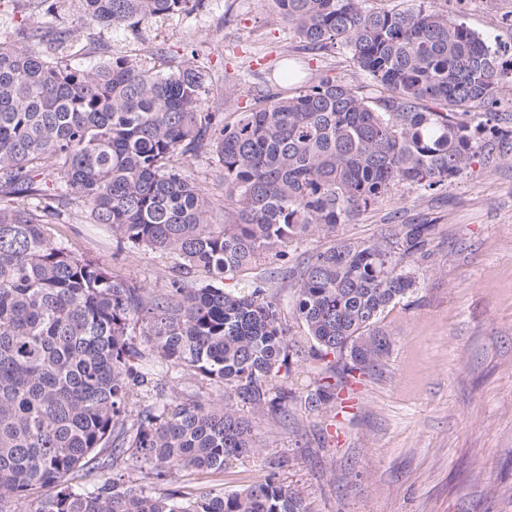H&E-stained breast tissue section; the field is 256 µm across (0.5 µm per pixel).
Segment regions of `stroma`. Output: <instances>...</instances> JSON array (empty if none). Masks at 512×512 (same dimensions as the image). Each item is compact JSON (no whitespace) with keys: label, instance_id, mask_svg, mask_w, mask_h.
Wrapping results in <instances>:
<instances>
[{"label":"stroma","instance_id":"stroma-1","mask_svg":"<svg viewBox=\"0 0 512 512\" xmlns=\"http://www.w3.org/2000/svg\"><path fill=\"white\" fill-rule=\"evenodd\" d=\"M451 16L479 33L512 65V0H448ZM42 0H0V41H14L19 23L50 29ZM79 64L112 54L159 70L197 53L208 66L206 101L232 121L251 104L247 78L266 76L289 54L300 82L323 77L363 81L343 51H296L272 0H209L206 10L165 18L139 32L74 27ZM212 223H224V184L210 155L190 157ZM432 222L436 234L410 268L416 291L388 307L381 324L391 350L357 388L344 414L312 410L305 396L319 371L313 360L293 365L294 397L286 416L255 429L259 456L221 471L186 470L155 484L165 497L188 487L217 494L264 481L267 461L287 456L279 480L302 495L308 512H512V156L479 161L447 189L399 188L335 236L315 234L289 247L297 265L335 237L370 240L388 224ZM73 256L112 276L165 292L176 264L152 251L117 250L110 232L74 206L66 223L48 225ZM283 324L302 349L311 343L294 313L296 285L277 275L267 283Z\"/></svg>","mask_w":512,"mask_h":512}]
</instances>
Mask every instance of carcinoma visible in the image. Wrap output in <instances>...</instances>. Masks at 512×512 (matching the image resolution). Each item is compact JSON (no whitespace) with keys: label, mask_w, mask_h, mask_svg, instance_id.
I'll return each instance as SVG.
<instances>
[{"label":"carcinoma","mask_w":512,"mask_h":512,"mask_svg":"<svg viewBox=\"0 0 512 512\" xmlns=\"http://www.w3.org/2000/svg\"><path fill=\"white\" fill-rule=\"evenodd\" d=\"M367 0H273L298 51L343 50L373 87L321 78L288 93L257 83L232 123L206 105V65L166 72L115 56L71 64V31L21 27L0 42V512L34 490V512H307L274 476L228 494L149 486L181 471L222 470L259 448L241 415L286 413L291 342L261 279L227 292L244 266L285 263L287 247L333 234L394 188L441 189L477 159L504 156L502 116L489 110L506 72L498 51L434 0L369 9ZM206 0H80L85 28L135 32L189 15ZM35 43L34 51L28 44ZM208 153L224 178L228 220L211 224L187 157ZM81 203L121 249L176 257L167 292L117 280L47 235L61 207ZM435 225L397 224L345 239L288 268L310 359L349 357L364 374L390 352L383 312L414 290L406 261ZM141 325L152 364L131 326ZM224 386V404L179 402L166 374ZM341 381L320 378L318 409ZM138 392L153 403L132 414ZM131 456L141 477L71 483Z\"/></svg>","instance_id":"carcinoma-1"}]
</instances>
